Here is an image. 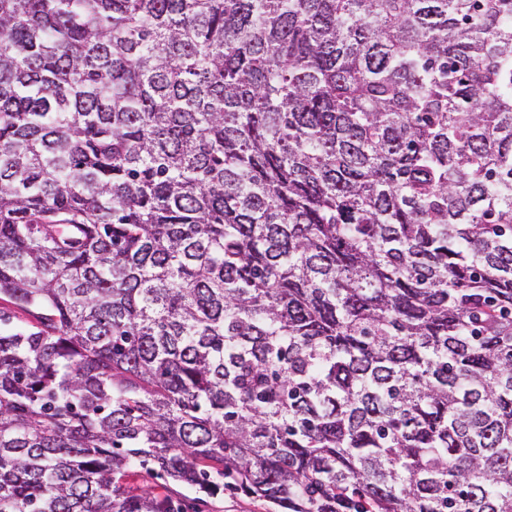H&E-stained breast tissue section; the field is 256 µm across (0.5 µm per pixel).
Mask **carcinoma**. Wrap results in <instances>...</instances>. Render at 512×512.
<instances>
[{"label": "carcinoma", "mask_w": 512, "mask_h": 512, "mask_svg": "<svg viewBox=\"0 0 512 512\" xmlns=\"http://www.w3.org/2000/svg\"><path fill=\"white\" fill-rule=\"evenodd\" d=\"M0 512H512V0H0ZM125 483L134 494L148 490L155 495L179 499L183 506L178 510L185 512H274L272 504L265 499L241 491L221 489L214 493H199L179 486L166 488L158 476L140 467L130 469Z\"/></svg>", "instance_id": "obj_1"}]
</instances>
